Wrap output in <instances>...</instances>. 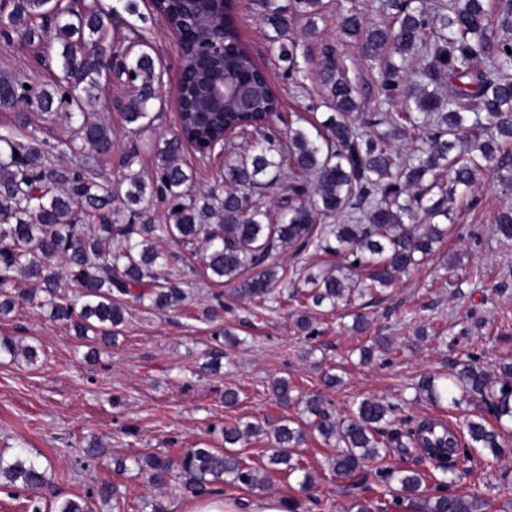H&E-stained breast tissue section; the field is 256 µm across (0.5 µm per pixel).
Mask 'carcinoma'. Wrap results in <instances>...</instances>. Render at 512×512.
I'll return each instance as SVG.
<instances>
[{"label":"carcinoma","instance_id":"cac0c4a2","mask_svg":"<svg viewBox=\"0 0 512 512\" xmlns=\"http://www.w3.org/2000/svg\"><path fill=\"white\" fill-rule=\"evenodd\" d=\"M166 13L181 35L186 62L202 52L194 38V21L182 11V0L155 5ZM386 20L367 22L354 6L340 5L336 28L343 42L357 45L379 62L378 99L374 111H365L358 98L357 75L337 50L328 47L313 76L319 80L330 109L314 130L288 127V141L269 131L280 99L242 44L232 5L224 4V67L251 91L252 109L234 105L216 113L210 127H198L189 115L181 130L155 146L157 164L149 180L129 178L123 191L100 180L86 163L59 167L53 151L36 132L17 140L13 129L0 130V316L22 301L49 306L50 315L78 336L93 332L108 341L125 322L123 301L148 302L152 309L184 304L188 292L181 270L169 263L155 243L174 240L199 250L210 277L234 282L243 296L276 302L287 272L266 265L279 246L296 247L295 255L311 247L341 257L342 262L318 274L302 275L304 288L292 289L298 303L297 324L312 337L317 332L309 312L336 308L350 297L383 295L436 250L444 230L432 220L448 216L476 201L472 195L479 173L496 165L500 179L512 182V0H497L494 9L485 0H383ZM118 9L101 2L74 12L61 0H18L4 19V27H23V35L40 38L46 22L54 20L56 74L50 90L0 72V111H15L31 94L41 111L64 110L68 137L60 152L89 151L107 155L112 150V127L87 117L100 80L109 77L106 58L121 55L120 66L133 75L134 89L122 105L131 132L153 125L159 99L150 53L148 29L130 25L127 34L107 43L106 32ZM307 18L306 35L316 37L317 20L324 18L323 0H263L264 24L279 56L295 74L299 44L287 39L296 17ZM402 100L399 112L382 106ZM228 131L250 132L247 152L224 166V189L190 193L193 173L183 168V144L220 137ZM408 141L402 153L393 148ZM288 178V197L277 202L279 221L271 210L251 199L255 190H270ZM157 199L167 205L165 224L125 223L112 212H144L142 204ZM120 206L112 208L114 201ZM423 214L428 224H415ZM335 216L338 224H317V216ZM495 232L512 239V207L496 214ZM252 271L242 278L246 271ZM23 278L32 288L22 294L14 282ZM77 285L72 298L60 293L62 282ZM19 355L34 365L38 348L11 338L0 339V356ZM492 377L471 361L457 372L429 375L417 383L418 392L432 403L482 402L498 423H512V363H502ZM311 416L307 425L336 448L328 458L338 489L367 487L352 481L365 464L389 452L404 456L413 448L442 474L433 488L424 474L411 468L378 471L377 477L393 501L424 500L427 512H483L486 503L476 496L448 492L445 478L459 470L461 461H473L470 449L488 451L499 461L506 450L499 432L483 417L466 418L457 433L446 424L419 420L410 426L393 418L394 406L382 398L361 400L346 417L334 419L316 397L305 400ZM222 448H188L176 461L146 453L134 464L162 486L172 471L187 479L194 494L212 492L219 482L262 496L270 470L302 474L300 485L312 486L316 477L296 459L295 447L304 436V424L290 419L272 429L268 470L261 473L245 464L235 447L264 429L251 421L224 425ZM47 467L21 449L6 462L0 458V482L32 493L47 483ZM55 512H92L83 497L62 501Z\"/></svg>","mask_w":512,"mask_h":512}]
</instances>
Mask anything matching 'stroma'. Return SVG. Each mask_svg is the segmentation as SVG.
Returning <instances> with one entry per match:
<instances>
[{
	"label": "stroma",
	"mask_w": 512,
	"mask_h": 512,
	"mask_svg": "<svg viewBox=\"0 0 512 512\" xmlns=\"http://www.w3.org/2000/svg\"><path fill=\"white\" fill-rule=\"evenodd\" d=\"M328 16L319 22L320 38L305 37L304 21L289 32L299 44L298 62L315 70L324 46L355 58L361 75L360 99L372 106L377 96V63L356 46L340 43L334 15L338 0H326ZM141 13L149 15L159 94L163 101L152 128L129 133L121 116L120 102L127 93L116 82L103 83L98 103L89 110L94 121L112 127V151L90 161V168L112 183L128 174L150 176L157 158L155 139L173 132L177 114L173 101L178 88L179 45L158 17L149 0H138ZM236 23L239 37L255 60L267 68L280 98L273 124L287 135L290 124L303 118L313 123L326 117L323 92L316 80L296 85L285 76L287 65L279 61L268 29L259 18L257 0H240ZM56 49L49 42H31L19 36L0 37V71L51 87L53 73L47 63ZM247 140L232 138L224 153L199 160L193 148L183 155L185 168L196 174V186L217 184L226 158L241 154ZM135 153L132 166L123 158ZM471 210H455L448 232L436 253L408 277L402 278L386 300L354 297L347 308L317 314L316 338H306L296 326L294 302L277 313L266 312L241 297L232 282L210 278L190 248L166 240L159 248L170 263L181 268L192 292L187 305L153 310L129 300L125 322L112 346L70 332L50 319L47 310L22 303L0 317V337L9 336L36 345L40 358L31 365L24 358L0 359V457L11 459L24 448L48 465V482L37 495L0 485V512H55L64 499L91 498L93 512H109L91 497L97 482L106 480L118 489L121 512H183L192 496L185 479L174 474L162 488H154L138 469L117 472L112 461L154 452L171 457L197 443L220 448L221 426L245 419L260 424L263 434L238 449L245 464L264 468L269 453L268 429L281 420L303 419L302 399L321 398L336 417L347 415L363 398L381 397L395 404L397 418L433 417L460 424L472 412L469 404L442 402L434 405L419 398L414 389L421 376L451 373L456 365L476 358L490 374L502 362L512 360V241L494 232V217L512 206V186H504L496 170L483 171ZM480 278H472V270ZM223 301L224 326L239 343L230 347L214 336L215 328L202 319L204 307ZM364 316V331L352 328L355 315ZM467 336H460V329ZM388 341L387 353L375 354L362 363L361 349L377 338ZM338 376V385L325 383L326 375ZM287 378L294 400L277 403L268 387L273 379ZM235 390L238 402L224 404L225 389ZM102 441L104 454L88 459L93 441ZM297 452L317 482L304 490L285 474L272 476L270 494L296 498L298 512H352L354 494H346L329 482L326 460L334 453L313 428H306ZM495 470L478 469L459 474L454 492L487 501L486 512H498L505 493L498 488Z\"/></svg>",
	"instance_id": "1"
}]
</instances>
